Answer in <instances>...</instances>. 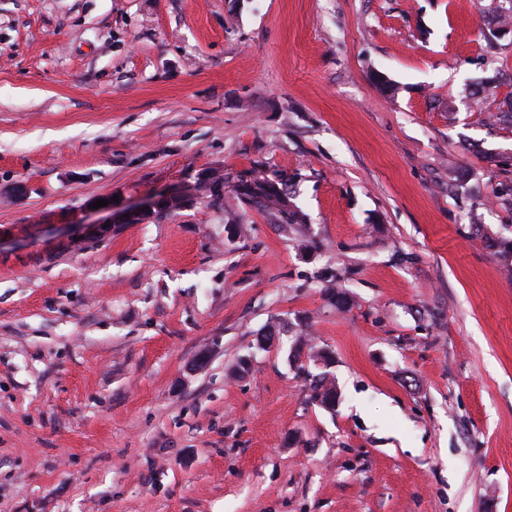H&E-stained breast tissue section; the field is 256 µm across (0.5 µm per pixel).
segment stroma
<instances>
[{
  "label": "stroma",
  "instance_id": "35a3bbf8",
  "mask_svg": "<svg viewBox=\"0 0 512 512\" xmlns=\"http://www.w3.org/2000/svg\"><path fill=\"white\" fill-rule=\"evenodd\" d=\"M511 6L0 0V512H512ZM253 191L241 193L235 185L230 192L233 198L245 202L252 209L267 215L274 224H301L304 217L292 201L288 183L280 179L276 185L266 181L264 171L253 172ZM246 195L248 198H245ZM223 190V175L219 172L212 173L211 176L205 180L202 187L188 185L177 192L147 197L140 204L132 207H115L113 205L112 208L108 205L102 207L100 209L101 211H106L110 214L105 220L94 224H113L114 227H117L120 224H128L129 220L133 217L149 220L163 210H168L173 206L181 204L196 202L200 198H209L212 193H218ZM124 214H128V217H124Z\"/></svg>",
  "mask_w": 512,
  "mask_h": 512
}]
</instances>
